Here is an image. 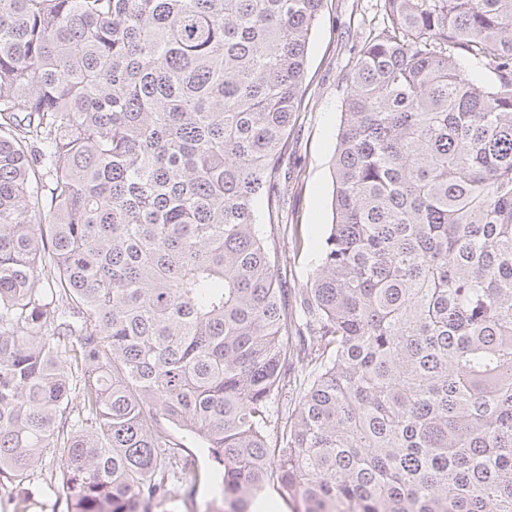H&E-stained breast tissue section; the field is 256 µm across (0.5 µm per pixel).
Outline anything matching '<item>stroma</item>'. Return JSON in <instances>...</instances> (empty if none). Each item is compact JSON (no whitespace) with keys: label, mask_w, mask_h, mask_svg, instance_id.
<instances>
[{"label":"stroma","mask_w":512,"mask_h":512,"mask_svg":"<svg viewBox=\"0 0 512 512\" xmlns=\"http://www.w3.org/2000/svg\"><path fill=\"white\" fill-rule=\"evenodd\" d=\"M380 0H325L321 17L312 31L301 109L290 129L288 170L276 243L282 285L305 287L319 249L320 239L332 222L333 164L346 97V75L365 38L384 26ZM301 233L303 250L293 251L291 236ZM181 455L194 459L199 479L193 492L178 489L165 512H216L213 464L206 449L185 442ZM43 479L17 489L0 488V512H67L62 488L55 473L57 458L44 457Z\"/></svg>","instance_id":"35a3bbf8"}]
</instances>
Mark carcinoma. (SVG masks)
<instances>
[{
  "label": "carcinoma",
  "mask_w": 512,
  "mask_h": 512,
  "mask_svg": "<svg viewBox=\"0 0 512 512\" xmlns=\"http://www.w3.org/2000/svg\"><path fill=\"white\" fill-rule=\"evenodd\" d=\"M382 2L291 310L255 202L324 0H0V486L61 448L67 512H155L166 423L224 512H512V0ZM266 504L267 508L265 512H302L303 505L299 501L294 500H284L277 488L276 485L273 486L269 484L266 486L265 490L258 495V497L253 501L250 512H256L258 509L256 508L257 504Z\"/></svg>",
  "instance_id": "obj_1"
}]
</instances>
